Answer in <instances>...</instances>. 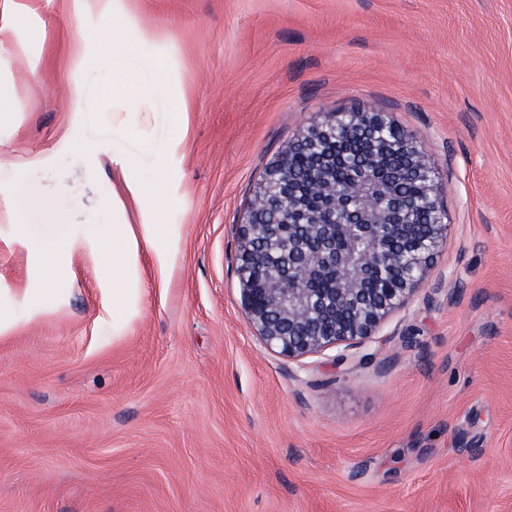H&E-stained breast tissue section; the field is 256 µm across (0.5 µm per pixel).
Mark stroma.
<instances>
[{"label": "stroma", "instance_id": "35a3bbf8", "mask_svg": "<svg viewBox=\"0 0 512 512\" xmlns=\"http://www.w3.org/2000/svg\"><path fill=\"white\" fill-rule=\"evenodd\" d=\"M147 57L121 146L177 202L126 210L172 245L119 322L112 71ZM0 96V512H512V0H0ZM364 110L422 134L464 287L371 364L291 361L241 308L236 226L289 141Z\"/></svg>", "mask_w": 512, "mask_h": 512}]
</instances>
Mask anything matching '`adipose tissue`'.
I'll list each match as a JSON object with an SVG mask.
<instances>
[{"label":"adipose tissue","mask_w":512,"mask_h":512,"mask_svg":"<svg viewBox=\"0 0 512 512\" xmlns=\"http://www.w3.org/2000/svg\"><path fill=\"white\" fill-rule=\"evenodd\" d=\"M147 91L137 77L123 71L112 73V135L119 138L130 131H143L148 115L144 108ZM112 160L121 171L123 190L112 195V249L101 257V267L112 280V310L115 318H122L128 294L140 285L141 245H148L156 257H163L170 245V236L162 224L143 225L141 233H134L125 221L128 205L161 213L173 198L168 190V175L163 160H156L152 181L142 176L139 154L127 151L113 153Z\"/></svg>","instance_id":"obj_1"}]
</instances>
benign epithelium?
Wrapping results in <instances>:
<instances>
[{
    "label": "benign epithelium",
    "instance_id": "obj_1",
    "mask_svg": "<svg viewBox=\"0 0 512 512\" xmlns=\"http://www.w3.org/2000/svg\"><path fill=\"white\" fill-rule=\"evenodd\" d=\"M359 140L367 153L336 161L326 144ZM314 162L308 210L289 169L288 155ZM396 153L408 158L386 175ZM448 213L435 169L415 133L383 112L329 113L300 132L271 163L253 193L246 222L237 226L240 302L266 347L292 361L334 352L332 364L365 363L384 324L427 284L448 295L443 280L429 283L448 238Z\"/></svg>",
    "mask_w": 512,
    "mask_h": 512
}]
</instances>
